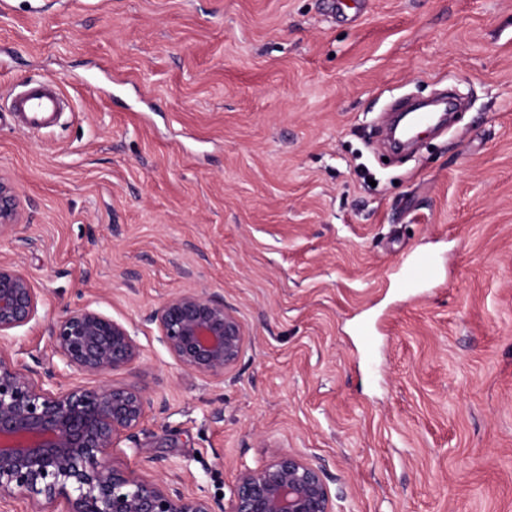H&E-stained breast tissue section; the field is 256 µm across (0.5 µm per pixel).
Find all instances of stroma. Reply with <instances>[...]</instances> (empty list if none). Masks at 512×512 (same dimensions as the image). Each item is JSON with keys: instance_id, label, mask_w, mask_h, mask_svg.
Instances as JSON below:
<instances>
[{"instance_id": "35a3bbf8", "label": "stroma", "mask_w": 512, "mask_h": 512, "mask_svg": "<svg viewBox=\"0 0 512 512\" xmlns=\"http://www.w3.org/2000/svg\"><path fill=\"white\" fill-rule=\"evenodd\" d=\"M36 81L68 106L33 133ZM445 86L448 131L386 158L389 104ZM1 174L39 304L0 347L61 369L78 305L140 344L110 379L162 409L115 467L227 500L298 450L334 512H512V0H0ZM415 253L438 274L400 287ZM185 289L244 326L223 380L148 319ZM60 101L55 86L38 82L15 97L12 110L25 128L40 131L54 123Z\"/></svg>"}]
</instances>
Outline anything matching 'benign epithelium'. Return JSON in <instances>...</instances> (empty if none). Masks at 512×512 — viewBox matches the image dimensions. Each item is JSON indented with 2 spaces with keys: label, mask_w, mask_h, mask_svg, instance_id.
Segmentation results:
<instances>
[{
  "label": "benign epithelium",
  "mask_w": 512,
  "mask_h": 512,
  "mask_svg": "<svg viewBox=\"0 0 512 512\" xmlns=\"http://www.w3.org/2000/svg\"><path fill=\"white\" fill-rule=\"evenodd\" d=\"M22 223L14 183L0 176V238ZM38 297L16 266L0 263V339L36 318ZM176 363L216 380L240 361L246 336L224 299L185 290L149 315ZM55 354L73 374L101 380L62 386L59 373L0 353V500L24 494L32 512H333L322 466L297 451L278 452L239 474L229 503L188 498L177 483L113 467L155 399L107 377L132 370L141 347L122 323L89 307L66 308L51 325Z\"/></svg>",
  "instance_id": "1"
}]
</instances>
